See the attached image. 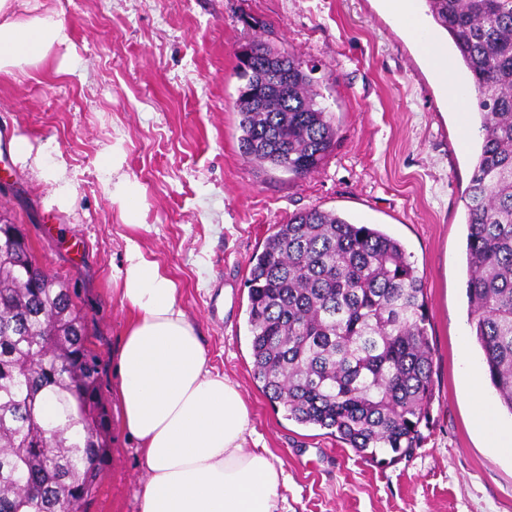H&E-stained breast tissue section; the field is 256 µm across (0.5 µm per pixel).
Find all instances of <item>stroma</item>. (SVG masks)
Returning <instances> with one entry per match:
<instances>
[{"label":"stroma","mask_w":512,"mask_h":512,"mask_svg":"<svg viewBox=\"0 0 512 512\" xmlns=\"http://www.w3.org/2000/svg\"><path fill=\"white\" fill-rule=\"evenodd\" d=\"M61 14L71 36L41 64L0 78V135L58 148L75 190L47 209L49 184L0 154V219L20 225L45 269L86 312L102 365L112 452L86 512H137L144 480L122 432L112 356L128 318L112 293L126 238L166 267L211 365L238 381L262 445L284 470L279 512H512V457L474 427L475 398L502 426L512 414L487 381L461 373L459 346L482 352L468 319L464 189L482 141L474 112H452L431 66L382 0H29ZM260 40L314 62L336 128L302 179L242 159L237 54ZM143 190L126 224L102 179ZM318 207L401 240L424 280L435 394L423 447L370 463L284 416L252 378L249 261L275 225Z\"/></svg>","instance_id":"stroma-1"}]
</instances>
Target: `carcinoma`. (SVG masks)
<instances>
[{
    "label": "carcinoma",
    "instance_id": "carcinoma-1",
    "mask_svg": "<svg viewBox=\"0 0 512 512\" xmlns=\"http://www.w3.org/2000/svg\"><path fill=\"white\" fill-rule=\"evenodd\" d=\"M472 88L482 143L464 199L466 295L485 372L512 413V0H425ZM286 88L237 67L232 108L245 162L295 178L336 142L316 66L284 50ZM252 376L303 426L364 459L422 447L434 395L423 277L373 224L316 207L291 214L249 262ZM69 283L37 261L17 224H0V512H82L111 451L101 359ZM56 412L48 416L46 403Z\"/></svg>",
    "mask_w": 512,
    "mask_h": 512
}]
</instances>
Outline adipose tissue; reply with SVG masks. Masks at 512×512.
Returning a JSON list of instances; mask_svg holds the SVG:
<instances>
[{
  "label": "adipose tissue",
  "instance_id": "obj_1",
  "mask_svg": "<svg viewBox=\"0 0 512 512\" xmlns=\"http://www.w3.org/2000/svg\"><path fill=\"white\" fill-rule=\"evenodd\" d=\"M413 2L388 5L417 34L448 92L449 109L464 111L448 54L424 33ZM69 42L59 14H23L17 0H0V75L40 63ZM14 153L19 161H32L50 184V206L72 207L75 192L58 150L19 137ZM115 168V156L105 157L103 179L125 223L132 224L140 216L141 188L114 179ZM112 282L130 313L112 372L122 430L135 442L147 476L137 512H277L282 471L267 448L249 447L255 429L240 385L210 364L175 281L130 238Z\"/></svg>",
  "mask_w": 512,
  "mask_h": 512
}]
</instances>
